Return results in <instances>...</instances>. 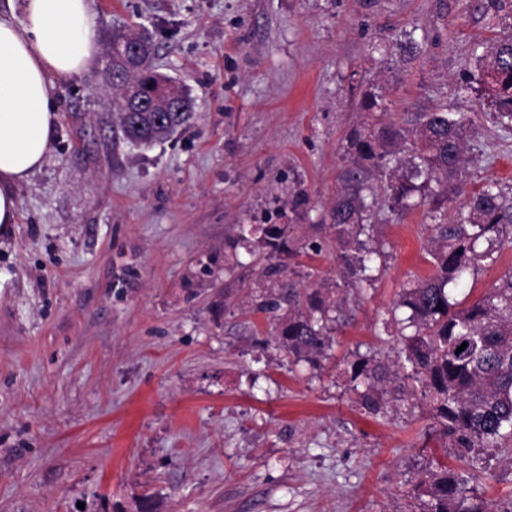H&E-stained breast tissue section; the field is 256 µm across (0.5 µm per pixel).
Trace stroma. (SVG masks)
<instances>
[{
    "label": "stroma",
    "mask_w": 512,
    "mask_h": 512,
    "mask_svg": "<svg viewBox=\"0 0 512 512\" xmlns=\"http://www.w3.org/2000/svg\"><path fill=\"white\" fill-rule=\"evenodd\" d=\"M98 58L54 83L56 138L18 185L0 232V512H408L403 494L444 462L420 397L367 414L345 359L396 364L380 321L427 277L425 208L382 214L376 281L342 289L347 315L318 369L257 346L267 324L224 290L238 224L322 223L342 142L370 86L407 118L471 120L468 184L512 185V129L463 91L502 32L476 0H91ZM148 29L154 68L193 103L167 139L124 138L102 76L113 35ZM412 33L406 62L375 44ZM305 191L307 211L288 205ZM512 272V244L449 291L471 304ZM490 512L512 501V453L471 483Z\"/></svg>",
    "instance_id": "1"
}]
</instances>
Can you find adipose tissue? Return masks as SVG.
<instances>
[{"label":"adipose tissue","mask_w":512,"mask_h":512,"mask_svg":"<svg viewBox=\"0 0 512 512\" xmlns=\"http://www.w3.org/2000/svg\"><path fill=\"white\" fill-rule=\"evenodd\" d=\"M23 22L0 15V226L17 221V185L45 163L58 115L50 88L97 59L90 0H22Z\"/></svg>","instance_id":"adipose-tissue-1"}]
</instances>
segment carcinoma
I'll list each match as a JSON object with an SVG mask.
<instances>
[{
  "mask_svg": "<svg viewBox=\"0 0 512 512\" xmlns=\"http://www.w3.org/2000/svg\"><path fill=\"white\" fill-rule=\"evenodd\" d=\"M484 14L509 20L504 35L477 56L475 91L486 96L497 122L512 128V0H485ZM142 33L113 37L108 79L119 91L117 117L125 137L138 146L172 134L193 115L191 103L167 85L150 57L127 74L138 100L152 111L134 112L124 85L115 81L124 70L132 45ZM392 45L410 60L420 57L419 43L409 35ZM365 119L343 139V187L326 215L331 231L326 244L336 250L338 278L355 287L370 286L372 264L382 255L369 245L371 218L383 206L397 215L427 208L426 253L432 272L409 280L399 300L382 320L394 328L401 345L397 370L372 356L347 362L346 373L358 392L360 406L372 415L387 409L388 388L410 386L429 403L433 425L449 438L457 455L478 469L484 458L512 447V273L468 306L450 301L448 286L495 261L496 248L512 243V186L489 181L466 189V155L470 121L442 108L418 113L411 120L388 116L385 97L372 87L358 99ZM464 196L454 206V198ZM298 224H242L224 257V280L251 297L250 307L263 314L268 335L288 362L320 367L332 330L346 313L335 291L297 258L322 250L315 238L299 235ZM367 240H361V237ZM467 347L457 352L462 343ZM469 476L444 465L427 471L414 486L419 512H486L469 495Z\"/></svg>",
  "mask_w": 512,
  "mask_h": 512,
  "instance_id": "1",
  "label": "carcinoma"
}]
</instances>
